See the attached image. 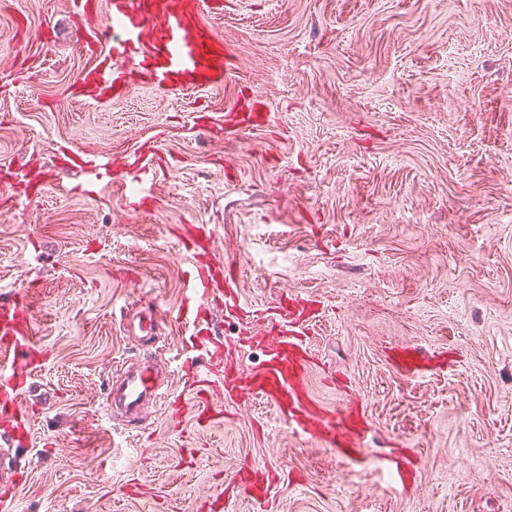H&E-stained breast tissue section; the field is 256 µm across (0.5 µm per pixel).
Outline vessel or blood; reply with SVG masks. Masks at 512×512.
<instances>
[{
    "instance_id": "obj_1",
    "label": "vessel or blood",
    "mask_w": 512,
    "mask_h": 512,
    "mask_svg": "<svg viewBox=\"0 0 512 512\" xmlns=\"http://www.w3.org/2000/svg\"><path fill=\"white\" fill-rule=\"evenodd\" d=\"M102 13L108 19L103 26L95 22ZM71 15L86 22L85 33L96 47L108 49V64L89 68L83 75L87 104L120 99L136 84L163 93L214 90L234 70L235 53L205 18L201 0H71ZM189 292L190 305L178 317L190 332L192 350L214 358L222 354L202 314L203 306L211 302L223 304L226 313L246 325L245 343L265 349V360L256 370L242 373L225 366L226 398L256 395L276 416L295 421L312 441L332 450L340 460L364 464L365 440L371 431L364 406L350 402L329 409L310 391L313 356L306 335L316 310L312 301L296 298L282 304L278 327L269 334L253 330V323L262 316L241 307L230 264L196 261ZM31 329L32 316L23 301L0 304V411L24 426L30 415L26 389L32 374ZM386 360L398 374L420 378L433 373L447 357L430 356L415 344L401 342L388 348ZM191 384L196 421L209 425L210 388L197 373ZM109 393L114 407L130 418L137 417L145 403L162 405L168 398L167 389L147 365L127 361L113 374ZM14 443L13 435L0 436V487L6 489L13 484L7 458ZM276 478L272 468H253L238 483V494L266 505Z\"/></svg>"
}]
</instances>
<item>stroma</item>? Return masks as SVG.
Instances as JSON below:
<instances>
[{"instance_id": "35a3bbf8", "label": "stroma", "mask_w": 512, "mask_h": 512, "mask_svg": "<svg viewBox=\"0 0 512 512\" xmlns=\"http://www.w3.org/2000/svg\"><path fill=\"white\" fill-rule=\"evenodd\" d=\"M69 2L0 0V302L27 298L44 354L17 512H198L248 464L288 474L273 512H512V0H222L211 21L237 60L221 89L103 105L78 94L95 57ZM255 93L272 126L215 131ZM152 148L144 183L123 161ZM31 177L49 190L29 207ZM187 224L213 229L243 307L319 301L310 387L364 405L363 468L257 399L215 397L197 426L167 352ZM206 314L237 369L260 366L236 319ZM403 341L457 361L401 378L385 352ZM122 360L172 380L180 417L110 409ZM408 448L404 488L388 458Z\"/></svg>"}]
</instances>
